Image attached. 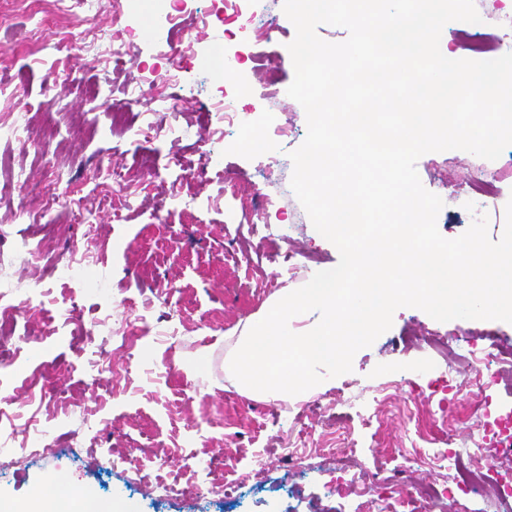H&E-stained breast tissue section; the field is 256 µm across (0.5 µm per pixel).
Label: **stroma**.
Segmentation results:
<instances>
[{
	"mask_svg": "<svg viewBox=\"0 0 512 512\" xmlns=\"http://www.w3.org/2000/svg\"><path fill=\"white\" fill-rule=\"evenodd\" d=\"M28 0H0V179L24 170L28 183L0 195V302L13 305V360L0 365V497L47 500L66 486L105 503L132 502L138 512H341L326 496L340 474L368 481L398 463L414 432L446 431L465 464L512 473V451L473 455L472 425L512 411V367L499 366L492 388L458 385L452 393L418 387L406 400L403 377L417 368L436 375L441 355L429 338L457 335L512 349V323L456 319L439 322L410 307L395 311L391 328L354 359L351 372L303 400L258 399L227 373L236 340L272 298L302 287L339 262L337 248L314 228L291 186L289 154L307 135L306 114L291 97H276L295 71L288 44L295 28L283 0H243L245 14L264 20L265 41L241 28L225 42L239 56L232 77L211 65L213 22L199 34L209 0H190L183 18L194 29V52L165 22V0L142 14L139 0H83L71 13L54 10L34 27ZM483 22L448 23L441 47L475 59V43H492L504 12L477 0ZM134 39L122 61L112 46ZM245 86L235 127L220 130L212 109L219 86ZM135 93L141 105L128 125L151 122L154 138L115 129L113 106ZM180 92L178 111L165 97ZM286 127L264 151L245 150L247 126ZM126 172L123 185L107 169ZM416 169L438 195L441 235L454 239L478 216L466 183L492 174L498 187L491 239H500L512 199V159L489 161L462 150L430 152ZM173 197H160L161 178ZM272 198L266 223H250L255 193ZM53 197L50 213L43 200ZM82 199L99 232L88 239L68 202ZM40 247L33 262L28 247ZM310 260L289 269L288 255ZM87 257L85 276L60 278L71 260ZM148 323V335L126 346L112 337L118 324ZM111 364L98 372L99 363ZM376 414L378 434L358 457H345V434L357 416ZM67 448L33 458L27 443L41 430ZM324 449L315 469L290 465L288 452ZM347 470L339 472L337 459ZM174 486L156 499L138 494L133 478Z\"/></svg>",
	"mask_w": 512,
	"mask_h": 512,
	"instance_id": "stroma-1",
	"label": "stroma"
}]
</instances>
